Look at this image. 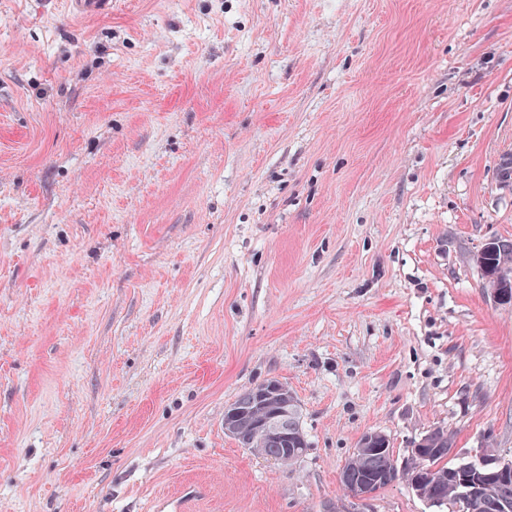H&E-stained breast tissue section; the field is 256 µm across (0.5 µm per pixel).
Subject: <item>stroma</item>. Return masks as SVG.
I'll use <instances>...</instances> for the list:
<instances>
[{
	"label": "stroma",
	"mask_w": 512,
	"mask_h": 512,
	"mask_svg": "<svg viewBox=\"0 0 512 512\" xmlns=\"http://www.w3.org/2000/svg\"><path fill=\"white\" fill-rule=\"evenodd\" d=\"M0 0V512L353 505L368 432L512 454V0ZM274 377L283 466L225 435ZM69 10L76 16H106L112 13V0H68ZM477 265L480 267L483 277L492 278L508 266L512 267V240L492 239L488 246L476 256ZM508 280L507 270L501 272L496 282L491 283L486 280V286L493 299L497 301L501 295L498 288L500 282Z\"/></svg>",
	"instance_id": "1"
}]
</instances>
